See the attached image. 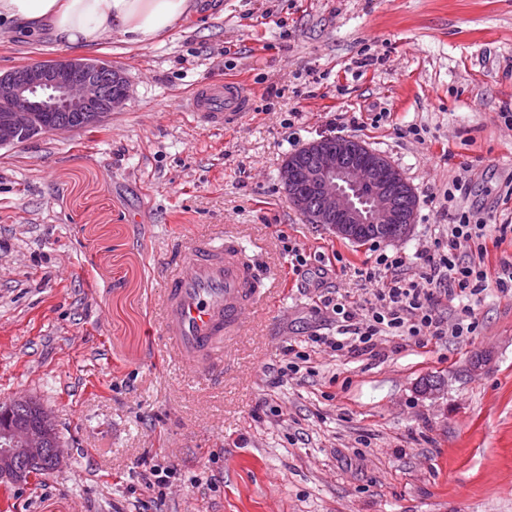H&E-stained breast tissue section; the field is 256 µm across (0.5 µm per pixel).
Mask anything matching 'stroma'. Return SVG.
I'll return each mask as SVG.
<instances>
[{"label":"stroma","instance_id":"obj_1","mask_svg":"<svg viewBox=\"0 0 512 512\" xmlns=\"http://www.w3.org/2000/svg\"><path fill=\"white\" fill-rule=\"evenodd\" d=\"M144 48L106 35L126 105L101 127L0 148V404L55 416L67 462L17 484L8 512H512V294L477 303L470 338L374 353L313 346L320 298H370L379 254L434 248L461 210L512 222V0H221ZM0 34V72L65 54ZM237 78L249 111H184ZM326 137L384 155L412 186L413 230L363 244L307 223L279 172ZM234 232L286 290L250 315L216 381L169 361L162 267L176 238ZM307 273L294 277L287 250ZM308 360L288 372L292 351ZM437 377L445 387L425 393ZM174 465L164 502L139 474Z\"/></svg>","mask_w":512,"mask_h":512}]
</instances>
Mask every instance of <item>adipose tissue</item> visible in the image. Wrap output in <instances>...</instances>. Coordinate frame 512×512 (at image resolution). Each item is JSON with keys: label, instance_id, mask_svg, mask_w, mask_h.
<instances>
[{"label": "adipose tissue", "instance_id": "1", "mask_svg": "<svg viewBox=\"0 0 512 512\" xmlns=\"http://www.w3.org/2000/svg\"><path fill=\"white\" fill-rule=\"evenodd\" d=\"M198 10L197 0H0V22L26 33L49 29L55 41L81 52L108 33L151 45Z\"/></svg>", "mask_w": 512, "mask_h": 512}]
</instances>
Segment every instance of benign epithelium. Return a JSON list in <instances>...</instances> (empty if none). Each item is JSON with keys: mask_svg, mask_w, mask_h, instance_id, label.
<instances>
[{"mask_svg": "<svg viewBox=\"0 0 512 512\" xmlns=\"http://www.w3.org/2000/svg\"><path fill=\"white\" fill-rule=\"evenodd\" d=\"M129 98L122 70L110 62L62 56L0 73V148L43 134L65 132L107 122ZM51 112H78L80 119L52 120ZM315 163L301 171L283 164L280 179L310 224L336 219L330 228L352 239L366 224H387L394 238L408 237L397 186L401 173L383 156L367 149L351 152L343 142L311 143ZM28 412H0V480L22 483L31 478L26 463L65 460L56 421L40 402L28 400Z\"/></svg>", "mask_w": 512, "mask_h": 512, "instance_id": "obj_1", "label": "benign epithelium"}]
</instances>
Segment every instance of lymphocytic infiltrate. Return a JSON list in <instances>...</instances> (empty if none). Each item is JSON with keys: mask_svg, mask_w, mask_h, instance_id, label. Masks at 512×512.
Listing matches in <instances>:
<instances>
[{"mask_svg": "<svg viewBox=\"0 0 512 512\" xmlns=\"http://www.w3.org/2000/svg\"><path fill=\"white\" fill-rule=\"evenodd\" d=\"M508 230L507 225L493 226L467 212L455 214L447 236L437 239L433 251L420 254L423 270L415 278L405 275L404 257L379 255L376 269L366 274L367 280L382 282L371 300L359 306L342 297L332 300L340 327L337 338L328 339V346L370 353L381 337L412 338L421 343L448 334L475 335L479 321L472 299L492 285L503 293L512 291L511 262H501L493 275L485 266L488 240L496 234L506 235ZM442 295L464 301L455 322H447L436 311Z\"/></svg>", "mask_w": 512, "mask_h": 512, "instance_id": "lymphocytic-infiltrate-1", "label": "lymphocytic infiltrate"}]
</instances>
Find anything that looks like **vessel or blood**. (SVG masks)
I'll return each mask as SVG.
<instances>
[{
	"instance_id": "vessel-or-blood-1",
	"label": "vessel or blood",
	"mask_w": 512,
	"mask_h": 512,
	"mask_svg": "<svg viewBox=\"0 0 512 512\" xmlns=\"http://www.w3.org/2000/svg\"><path fill=\"white\" fill-rule=\"evenodd\" d=\"M187 111L222 125L238 117L248 100L229 82L199 85L183 101ZM160 299L161 331L171 360L208 377L221 373L225 354L245 332L249 310L282 295L279 273L246 264L233 240L196 237L181 243L165 269Z\"/></svg>"
}]
</instances>
